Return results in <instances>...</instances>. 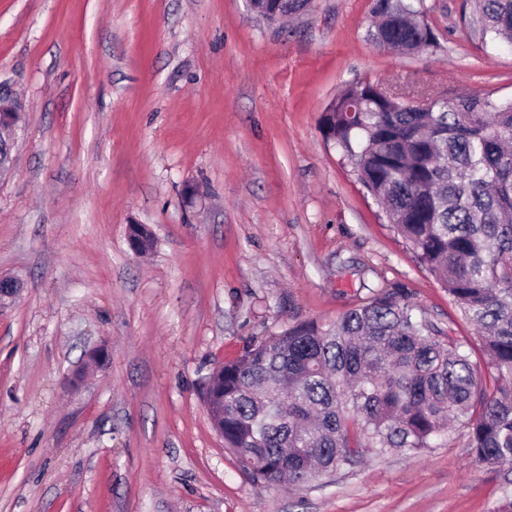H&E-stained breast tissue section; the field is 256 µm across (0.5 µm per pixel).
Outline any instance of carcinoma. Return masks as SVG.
<instances>
[{
    "instance_id": "carcinoma-1",
    "label": "carcinoma",
    "mask_w": 512,
    "mask_h": 512,
    "mask_svg": "<svg viewBox=\"0 0 512 512\" xmlns=\"http://www.w3.org/2000/svg\"><path fill=\"white\" fill-rule=\"evenodd\" d=\"M371 13L378 46L441 50L417 0H372ZM470 23L512 43V0H476ZM387 91L348 85L324 134L478 336L462 341L385 293L248 345L224 363L208 415L258 485L437 448L459 426L475 464L512 465V101L457 93L425 109Z\"/></svg>"
}]
</instances>
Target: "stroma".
<instances>
[{"label": "stroma", "instance_id": "obj_1", "mask_svg": "<svg viewBox=\"0 0 512 512\" xmlns=\"http://www.w3.org/2000/svg\"><path fill=\"white\" fill-rule=\"evenodd\" d=\"M473 0H423L442 45L368 37L371 0L270 24L248 0H0V90L24 123L0 178V512H491L512 466L462 431L300 486H257L202 388L251 341L395 292L471 339L321 117L350 83L512 100ZM146 225L154 244L127 243ZM106 349L104 365L91 353Z\"/></svg>", "mask_w": 512, "mask_h": 512}]
</instances>
